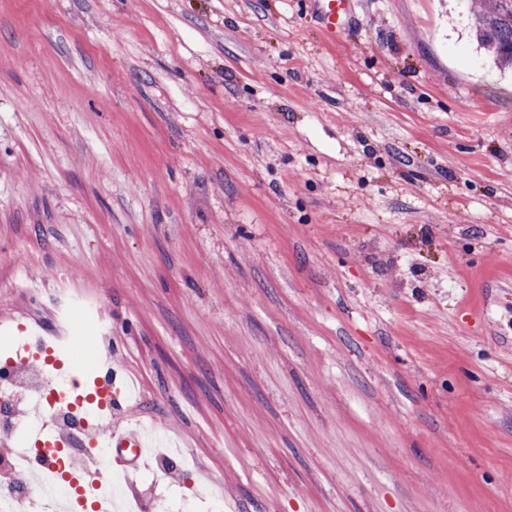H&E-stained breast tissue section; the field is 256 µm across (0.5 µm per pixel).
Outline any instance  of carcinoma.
Returning <instances> with one entry per match:
<instances>
[{
	"label": "carcinoma",
	"mask_w": 512,
	"mask_h": 512,
	"mask_svg": "<svg viewBox=\"0 0 512 512\" xmlns=\"http://www.w3.org/2000/svg\"><path fill=\"white\" fill-rule=\"evenodd\" d=\"M478 46L490 53L500 70L512 69V0H488L472 12Z\"/></svg>",
	"instance_id": "1"
}]
</instances>
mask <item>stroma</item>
<instances>
[{
  "mask_svg": "<svg viewBox=\"0 0 512 512\" xmlns=\"http://www.w3.org/2000/svg\"><path fill=\"white\" fill-rule=\"evenodd\" d=\"M66 323L141 512H512V74L463 0H0V336ZM353 2L354 0H312L313 7L322 17L327 37L336 39L337 30L346 21ZM108 447L112 448L113 454L129 458L128 465L132 466L147 456L150 441L141 430L130 428L112 432Z\"/></svg>",
  "mask_w": 512,
  "mask_h": 512,
  "instance_id": "1",
  "label": "stroma"
}]
</instances>
